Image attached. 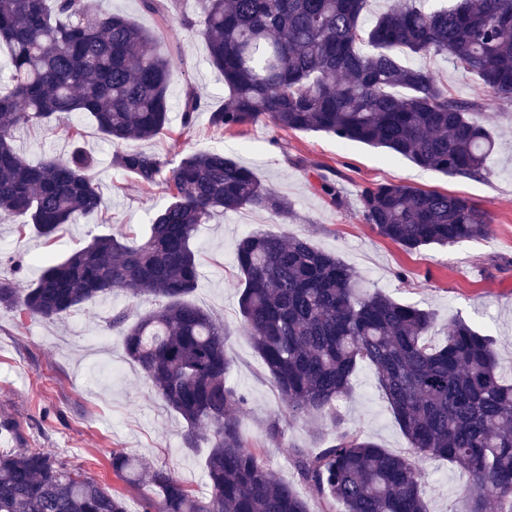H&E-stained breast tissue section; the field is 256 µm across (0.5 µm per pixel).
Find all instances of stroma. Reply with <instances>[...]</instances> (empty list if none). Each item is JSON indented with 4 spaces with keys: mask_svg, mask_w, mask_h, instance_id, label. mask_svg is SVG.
Here are the masks:
<instances>
[{
    "mask_svg": "<svg viewBox=\"0 0 512 512\" xmlns=\"http://www.w3.org/2000/svg\"><path fill=\"white\" fill-rule=\"evenodd\" d=\"M161 46L181 60L170 85L171 130L143 142V149L174 160L189 153L224 150L292 203L285 217L248 208L214 213L197 240L199 287L192 296L193 302L224 323L231 359L229 380L247 397L240 417L245 438L262 439L271 420L285 423L283 444L265 441L262 453L265 466L277 479L294 483L301 496L309 497V489L295 480L289 449L320 446L332 426L327 420L286 422L285 406L241 326L235 243L249 232L309 237L318 249L351 267L363 288L431 310L435 316L432 344L444 342L451 319L475 325L495 339L500 369L504 376H512V104L488 100L474 76L455 69L445 58L413 55L407 59L411 66L439 73L456 98L484 104L479 117L496 146L490 174L477 179L449 177L384 149L344 144L324 133L284 131L266 120L240 132H221L201 112L193 129L183 134L179 105L186 86H194L204 104L216 106L224 100V81L210 64L207 45L198 32L170 26ZM82 127L83 136L77 142L56 121L23 127L16 130L13 144L33 164L47 156H68L74 146L84 147L95 160L102 212L79 218L50 246L35 233L19 235L16 224H0V279L15 280L17 287L24 288L38 275V258L63 259L105 232L135 238L152 209L163 203L161 191L145 193L113 166L116 146L105 142L90 122ZM325 181L335 186L341 204H333L321 192ZM385 182L468 196L491 214V231L483 239L406 253L380 237L360 208V190ZM15 256L22 259V270H14L11 259ZM158 303L152 296L120 292L90 300L55 322L0 306V417H10L20 430L16 436L0 435V448H40L58 455L121 492L127 512H143L147 492L115 477L111 457L116 451L148 466H165L197 496L207 495L208 446H183V420L166 407L126 357L119 330L106 327L110 312L129 307L143 313ZM339 410L348 426L382 448L398 454L407 451L409 443L373 368L364 366L356 372L352 391ZM420 469L430 512H463L467 476L443 459L423 460Z\"/></svg>",
    "mask_w": 512,
    "mask_h": 512,
    "instance_id": "obj_1",
    "label": "stroma"
}]
</instances>
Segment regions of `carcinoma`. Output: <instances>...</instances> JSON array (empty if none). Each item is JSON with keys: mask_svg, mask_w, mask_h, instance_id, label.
Returning <instances> with one entry per match:
<instances>
[{"mask_svg": "<svg viewBox=\"0 0 512 512\" xmlns=\"http://www.w3.org/2000/svg\"><path fill=\"white\" fill-rule=\"evenodd\" d=\"M177 15L205 38L224 77V105L210 124L234 130L267 119L291 131L322 132L408 159L450 177L488 173L494 143L430 69L406 55L441 56L479 78L488 95L512 102V0H455L427 9L400 0L365 21L367 0H198ZM11 83L0 86V221L22 219L51 245L65 228L102 208L94 160L26 163L14 132L73 112L123 145L113 165L146 191L160 189L137 244L93 236L60 261L40 259L20 292L0 279V306L59 320L82 303L132 291L161 299L144 315L119 311L123 347L157 395L186 424L184 447L211 443L207 497L164 467L112 454L115 476L152 492L144 512H310L292 484L273 478L240 429L245 396L229 384L224 323L196 305L195 242L218 212L244 208L288 214L290 204L221 151L175 163L130 141L168 131L177 62L129 17L93 11L88 0H0V46ZM201 97L188 87L182 129ZM366 223L407 253L489 235L491 220L469 198L405 184L365 187ZM243 328L283 400L290 421L321 417L333 433L317 450L294 448L298 480L345 512H428L416 461L445 458L466 473L467 512H512V383L498 370L495 342L462 319L442 345L428 340L431 311L360 288L352 269L306 236L251 233L238 240ZM363 365L374 368L409 453L388 452L346 426L338 402ZM0 512H126L116 491L39 449L0 450Z\"/></svg>", "mask_w": 512, "mask_h": 512, "instance_id": "1", "label": "carcinoma"}]
</instances>
